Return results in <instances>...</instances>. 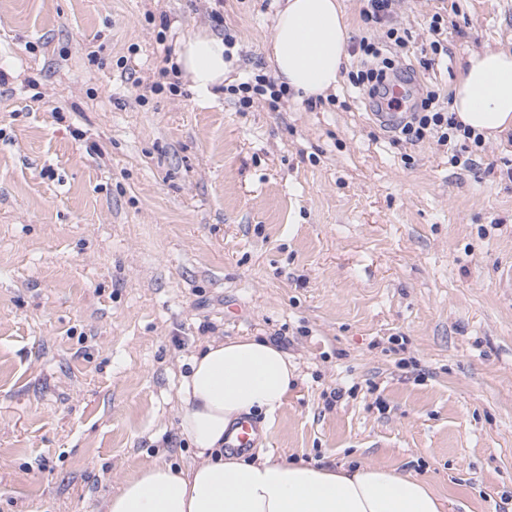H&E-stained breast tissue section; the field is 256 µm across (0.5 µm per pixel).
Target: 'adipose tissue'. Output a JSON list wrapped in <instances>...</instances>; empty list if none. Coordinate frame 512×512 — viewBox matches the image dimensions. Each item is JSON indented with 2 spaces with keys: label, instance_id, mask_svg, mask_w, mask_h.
Here are the masks:
<instances>
[{
  "label": "adipose tissue",
  "instance_id": "obj_1",
  "mask_svg": "<svg viewBox=\"0 0 512 512\" xmlns=\"http://www.w3.org/2000/svg\"><path fill=\"white\" fill-rule=\"evenodd\" d=\"M351 32L340 0H285L277 10L267 60L274 77L301 99L334 93ZM222 38L205 31L183 39L178 75L206 101L231 70ZM451 110L485 138L512 130V52L471 53L453 84ZM299 377L268 340L241 336L207 343L179 387L178 427L197 451L182 469L154 461L122 479L100 512H445L423 480L382 466L333 469L265 453L225 456L224 436L242 415L275 414Z\"/></svg>",
  "mask_w": 512,
  "mask_h": 512
}]
</instances>
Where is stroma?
Listing matches in <instances>:
<instances>
[{
    "mask_svg": "<svg viewBox=\"0 0 512 512\" xmlns=\"http://www.w3.org/2000/svg\"><path fill=\"white\" fill-rule=\"evenodd\" d=\"M282 0H0V512H97L188 466L176 390L215 338L282 342L300 378L259 448L512 512V132L393 142L340 80L239 111L144 86L205 29L269 71ZM442 13L447 55L421 68ZM416 89L450 105L512 0H397Z\"/></svg>",
    "mask_w": 512,
    "mask_h": 512,
    "instance_id": "stroma-1",
    "label": "stroma"
}]
</instances>
